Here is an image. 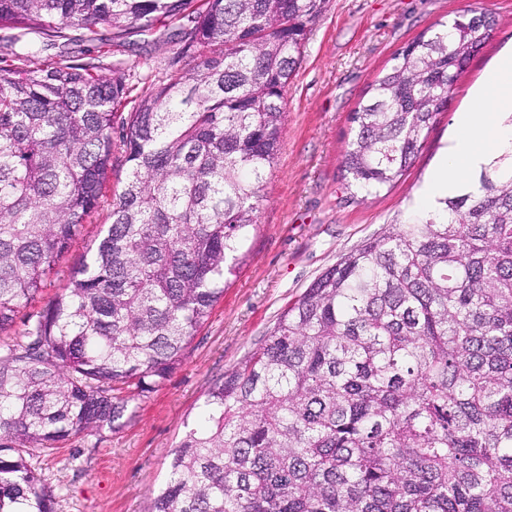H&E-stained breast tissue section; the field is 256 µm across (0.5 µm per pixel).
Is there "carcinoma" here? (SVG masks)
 I'll return each instance as SVG.
<instances>
[{"label": "carcinoma", "instance_id": "carcinoma-1", "mask_svg": "<svg viewBox=\"0 0 512 512\" xmlns=\"http://www.w3.org/2000/svg\"><path fill=\"white\" fill-rule=\"evenodd\" d=\"M325 0H0V333L48 286L109 180L132 92L69 46L186 19L168 78L129 112L128 175L97 246L0 342V512H54L35 457L119 427L224 296L277 158L284 91ZM468 10L402 50L352 114L348 185L393 186L457 71L489 39ZM475 191L391 224L289 304L207 393L150 512H512V154Z\"/></svg>", "mask_w": 512, "mask_h": 512}]
</instances>
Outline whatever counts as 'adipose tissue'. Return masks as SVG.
<instances>
[{
  "instance_id": "adipose-tissue-1",
  "label": "adipose tissue",
  "mask_w": 512,
  "mask_h": 512,
  "mask_svg": "<svg viewBox=\"0 0 512 512\" xmlns=\"http://www.w3.org/2000/svg\"><path fill=\"white\" fill-rule=\"evenodd\" d=\"M475 108L457 113L456 134L414 199V208L424 211L438 199L452 196L471 184L482 167L512 152V52L503 53L475 91Z\"/></svg>"
}]
</instances>
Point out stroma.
<instances>
[{"label": "stroma", "instance_id": "obj_1", "mask_svg": "<svg viewBox=\"0 0 512 512\" xmlns=\"http://www.w3.org/2000/svg\"><path fill=\"white\" fill-rule=\"evenodd\" d=\"M477 8L491 13V38L454 83L448 104L425 135L401 180L380 193H351L342 162L353 135L352 113L394 56L423 33ZM173 21L147 38L100 54L102 74L123 60L138 92L164 76L182 54ZM512 49V0H325L310 26L284 93L286 114L274 166L261 183L256 227L239 254L223 298L198 329L180 363L159 387L135 397L118 429L75 435L45 458L40 476L55 512H148L168 473L167 452L197 417L207 392L265 342L280 313L326 269L413 211V198L455 131V115L499 56ZM108 205L84 224L42 295L21 306L0 338L18 337L28 317L65 286L88 247L102 235Z\"/></svg>", "mask_w": 512, "mask_h": 512}]
</instances>
